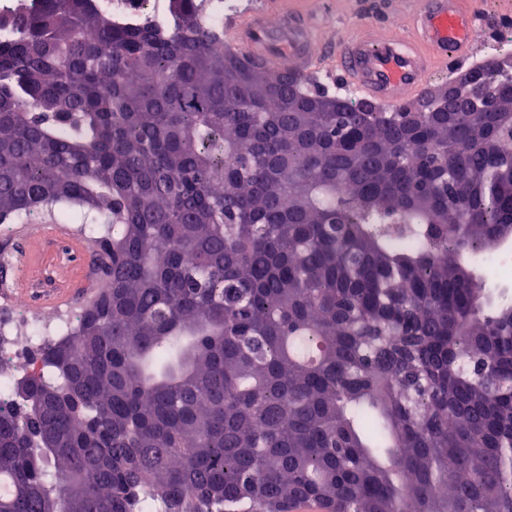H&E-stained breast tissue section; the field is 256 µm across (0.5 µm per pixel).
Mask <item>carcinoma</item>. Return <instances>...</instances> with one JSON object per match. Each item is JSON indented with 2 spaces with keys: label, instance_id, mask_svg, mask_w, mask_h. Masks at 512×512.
Listing matches in <instances>:
<instances>
[{
  "label": "carcinoma",
  "instance_id": "cac0c4a2",
  "mask_svg": "<svg viewBox=\"0 0 512 512\" xmlns=\"http://www.w3.org/2000/svg\"><path fill=\"white\" fill-rule=\"evenodd\" d=\"M409 123L288 94L198 0L0 14V224L107 225L0 401V512H512V89ZM105 9H112V14L131 13L137 16L162 17L165 11L164 0H100ZM489 253V252H488ZM484 253L482 256V263L480 261V254L477 253L474 257V270L476 274L482 277L487 283V292L489 298L492 302H497L502 298L512 299V285L511 286H501L493 287L491 285L492 279L489 278L483 271V262L486 258V268L489 269V272L493 278L501 283H511L512 280V253L504 252L501 249H496L491 252ZM488 255V256H487ZM487 256V257H486Z\"/></svg>",
  "mask_w": 512,
  "mask_h": 512
}]
</instances>
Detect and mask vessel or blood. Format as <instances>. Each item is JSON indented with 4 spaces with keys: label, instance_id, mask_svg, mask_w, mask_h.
Instances as JSON below:
<instances>
[{
    "label": "vessel or blood",
    "instance_id": "1",
    "mask_svg": "<svg viewBox=\"0 0 512 512\" xmlns=\"http://www.w3.org/2000/svg\"><path fill=\"white\" fill-rule=\"evenodd\" d=\"M411 24L400 34L369 23L355 36L338 41L332 69L337 80L372 101L398 104L417 96L428 76L452 62L468 60L475 48V0H408ZM281 22L269 31L259 16H242L225 30L227 42L270 63H288L312 72L325 55L320 37L305 14L275 0ZM27 273L12 279L11 292L30 294L41 306H56L85 292L87 249L69 229L47 224L25 235ZM51 279V287L30 291L33 280Z\"/></svg>",
    "mask_w": 512,
    "mask_h": 512
}]
</instances>
